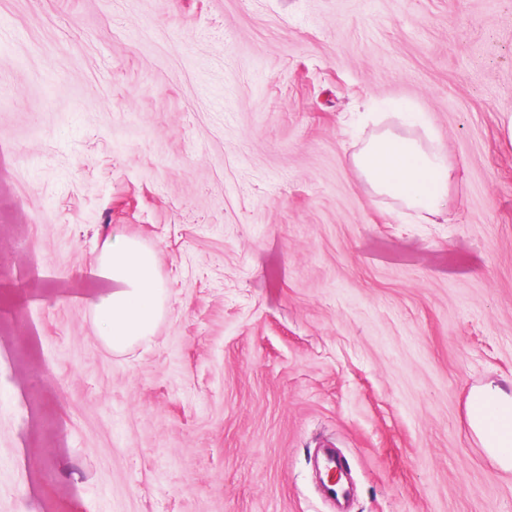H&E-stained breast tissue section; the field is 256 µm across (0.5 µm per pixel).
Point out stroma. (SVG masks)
<instances>
[{"mask_svg": "<svg viewBox=\"0 0 512 512\" xmlns=\"http://www.w3.org/2000/svg\"><path fill=\"white\" fill-rule=\"evenodd\" d=\"M0 512H512V0H0ZM443 147L427 224L352 157ZM157 256L124 352L88 274ZM154 252L129 237L105 240L91 267L106 290L88 299L99 337L112 351H123L150 336L165 312L166 289L157 275ZM469 423L490 455L512 468V394L492 385L471 394ZM318 464L326 474H335L333 479L322 485V495L336 503L338 512H349L344 507L349 499V488L343 477V462L336 456L335 448H324Z\"/></svg>", "mask_w": 512, "mask_h": 512, "instance_id": "35a3bbf8", "label": "stroma"}]
</instances>
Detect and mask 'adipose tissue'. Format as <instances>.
Here are the masks:
<instances>
[{
    "label": "adipose tissue",
    "mask_w": 512,
    "mask_h": 512,
    "mask_svg": "<svg viewBox=\"0 0 512 512\" xmlns=\"http://www.w3.org/2000/svg\"><path fill=\"white\" fill-rule=\"evenodd\" d=\"M354 165L378 194L409 208L441 213L448 203L451 171L444 150H424L416 141L393 133L373 138L355 156ZM154 252L137 240L106 239L90 273L105 286L89 298L99 336L120 352L149 336L165 312L166 289L157 275ZM469 423L490 455L512 468V394L498 386L471 395Z\"/></svg>",
    "instance_id": "1"
}]
</instances>
